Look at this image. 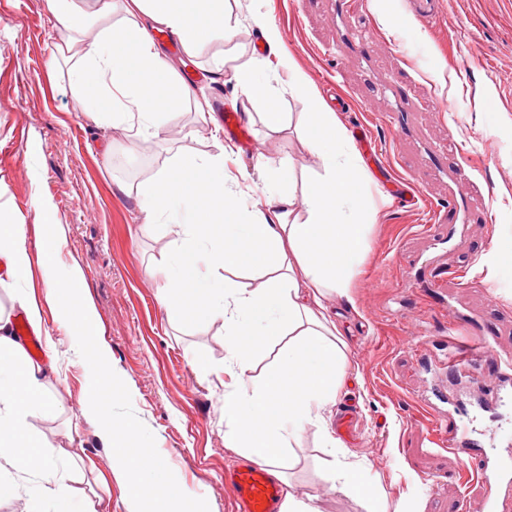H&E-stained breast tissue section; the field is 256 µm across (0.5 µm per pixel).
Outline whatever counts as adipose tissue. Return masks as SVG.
<instances>
[{"label": "adipose tissue", "instance_id": "adipose-tissue-1", "mask_svg": "<svg viewBox=\"0 0 512 512\" xmlns=\"http://www.w3.org/2000/svg\"><path fill=\"white\" fill-rule=\"evenodd\" d=\"M48 5L62 33L56 48L74 59L72 79L97 124L150 137L169 128L173 104L184 101L193 103L198 121L210 122L207 99L176 71L155 34L167 31L189 55L212 32L232 40L236 25L224 0H94L79 40L70 35L78 15L74 0ZM264 69L256 57L242 66L220 58L208 72L245 96L268 99ZM288 75L303 104L298 139L322 171L302 196L304 220L282 221L278 207L290 197L291 164L272 155L261 158L267 181L246 195L225 171L231 153H179L137 186L136 200L145 223L179 229L159 263L167 283L159 291L162 307L175 317L224 321V372L230 378L224 386L225 448L277 469L281 512H319L297 495L285 472L284 448L305 425H323L322 412L335 402L347 374L345 344L328 313L327 293L346 295L369 249L372 201L337 113L296 66H289ZM29 265L24 225L0 224L6 277L26 275ZM234 266L262 269L269 278L252 290L237 287L221 274ZM282 336L288 346L268 374L247 381L255 353ZM54 369L28 357L11 316L0 312V460L20 471L50 472L45 495L63 503L65 512H98L93 500L75 495L52 474L57 451L34 438L27 423L30 415L55 411L46 385ZM369 471L367 461L341 458L323 480L368 512H388L387 495Z\"/></svg>", "mask_w": 512, "mask_h": 512}]
</instances>
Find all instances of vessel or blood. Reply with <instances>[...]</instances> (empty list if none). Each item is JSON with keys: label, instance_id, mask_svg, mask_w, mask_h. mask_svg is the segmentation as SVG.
Returning <instances> with one entry per match:
<instances>
[{"label": "vessel or blood", "instance_id": "b4317fda", "mask_svg": "<svg viewBox=\"0 0 512 512\" xmlns=\"http://www.w3.org/2000/svg\"><path fill=\"white\" fill-rule=\"evenodd\" d=\"M215 116L223 124L227 137L242 148H252L253 137L239 112L220 107ZM353 135L363 155L374 161L379 180L393 203L398 205L413 198V188L362 124L354 125ZM417 163L436 177L453 180L443 202L428 205V224L422 229L432 245L449 243L458 226L465 222L464 202L469 199L470 191L462 175H449L446 145L439 143L429 148L418 156ZM448 280L462 288L472 285L462 268H447L435 261L429 263L426 275L404 278L403 285L415 304L419 319H426L431 310V289ZM495 339L494 331L485 327L471 332L463 341L452 337L447 352L438 360L444 377L464 376L474 398L471 408L450 410L422 399L415 410L426 426L431 443L456 457L455 480L481 493L484 512H512V433H500L497 444L487 447L479 439V429L463 432L458 426L462 417H478L512 403V359L491 357ZM224 484L234 495L237 512H279L280 486L270 466L251 460L240 461L225 470Z\"/></svg>", "mask_w": 512, "mask_h": 512}]
</instances>
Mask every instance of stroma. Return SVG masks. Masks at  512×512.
<instances>
[{"instance_id": "35a3bbf8", "label": "stroma", "mask_w": 512, "mask_h": 512, "mask_svg": "<svg viewBox=\"0 0 512 512\" xmlns=\"http://www.w3.org/2000/svg\"><path fill=\"white\" fill-rule=\"evenodd\" d=\"M436 21L427 23L407 12L405 0H382L392 27H405L425 55L416 61L394 54L387 34H380L357 58L338 51L344 29L364 28L367 16H341L336 0H229L239 26L236 41L249 46L260 37L255 16L276 25L281 44L268 54L278 69L272 92L277 109L290 124L271 136L262 100L234 97L231 85L204 77L213 56L230 43L210 34L196 56L173 51L161 41L181 74L191 76L196 92L208 102L243 111L254 138L274 145L292 160L289 187L301 196L317 173L314 159L300 146L294 126L302 110L288 87L279 59L293 60L315 86L334 67H342L351 95L340 111L343 125L363 121L385 140L389 155L408 164L405 177L431 201L448 185L413 165L421 140L441 141L452 133L457 144L448 167L462 171L473 188L493 187L490 199L474 198L465 237L450 243L449 264L467 268L474 287L448 286V303L467 309L480 322L495 326L493 345L500 356L512 355V282H496L490 262L492 239L512 230V0H440ZM60 41L58 23L47 0H0V221L26 227L30 273L0 287V311L10 312L15 293L33 289L43 333L51 339L45 355L55 356L58 371L50 390L57 410L29 417L32 433L63 449L62 474L74 493L104 497L101 512H131L129 491L110 468L97 420L85 410L90 369L68 333L66 320L45 298L37 248L44 220L61 227L57 265L77 279L83 298L94 309L98 339L111 352L140 421L153 433L159 454L177 474L188 495L205 498L209 512H235L224 485V470L238 457L224 446V322L219 318L178 321L170 318L157 295L163 280L157 265L177 237L175 226L144 227L135 195L126 187L151 178L176 153L212 156L221 151L208 126L184 106L174 123L188 136L160 134L129 139L97 125L84 110L83 94L69 80L70 64L53 60ZM409 90L402 103L383 95L385 87ZM446 101L444 123H437L431 98ZM369 111H361V104ZM401 107L413 129L395 139L383 123L386 111ZM38 142L40 153L27 148ZM376 210L371 250L354 276L349 296H333L330 313L347 345L350 368L334 405L323 413L328 423L347 406L358 409L357 439L330 447L318 426L309 424L291 440L293 482L317 496L321 512H365L340 494H324L322 476L337 457L373 460V471L388 488L390 512H463L461 490L451 480L456 460L433 449L424 427L414 420L418 392L437 385L433 371L419 367L407 352L403 324L391 311L412 315L398 287L404 272H417L412 250L425 207L394 206L376 178H369ZM38 475L0 472V512H30L37 498Z\"/></svg>"}]
</instances>
